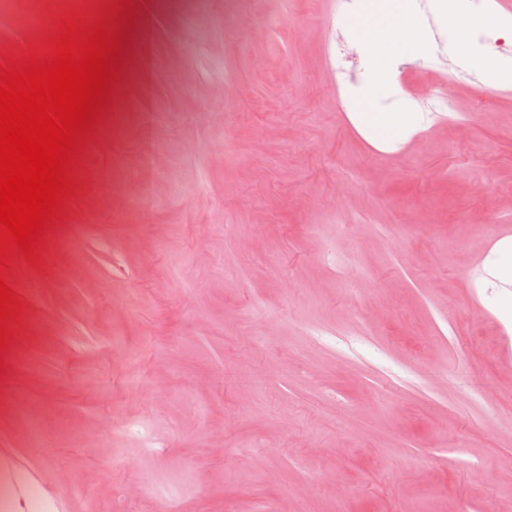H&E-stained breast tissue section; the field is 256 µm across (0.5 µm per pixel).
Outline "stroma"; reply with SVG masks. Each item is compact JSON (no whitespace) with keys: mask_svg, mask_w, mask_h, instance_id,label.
<instances>
[{"mask_svg":"<svg viewBox=\"0 0 512 512\" xmlns=\"http://www.w3.org/2000/svg\"><path fill=\"white\" fill-rule=\"evenodd\" d=\"M138 2L121 130L7 279L0 472L46 512H512V83L465 71L383 151L348 117L344 0ZM45 9L0 0V54Z\"/></svg>","mask_w":512,"mask_h":512,"instance_id":"obj_1","label":"stroma"}]
</instances>
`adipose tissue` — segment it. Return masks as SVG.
I'll return each mask as SVG.
<instances>
[{"label":"adipose tissue","instance_id":"1","mask_svg":"<svg viewBox=\"0 0 512 512\" xmlns=\"http://www.w3.org/2000/svg\"><path fill=\"white\" fill-rule=\"evenodd\" d=\"M430 6L450 42L461 51L463 65L476 72L484 86H498L512 76V62L489 56L482 42L486 33L507 27L506 18L474 13L470 0H431ZM359 19L369 78L363 86L348 90L358 106L350 118L366 139L393 151L421 128L424 115L412 100L386 105L382 98L397 87L400 60L430 51L428 23L409 0H380L376 10L360 13Z\"/></svg>","mask_w":512,"mask_h":512}]
</instances>
